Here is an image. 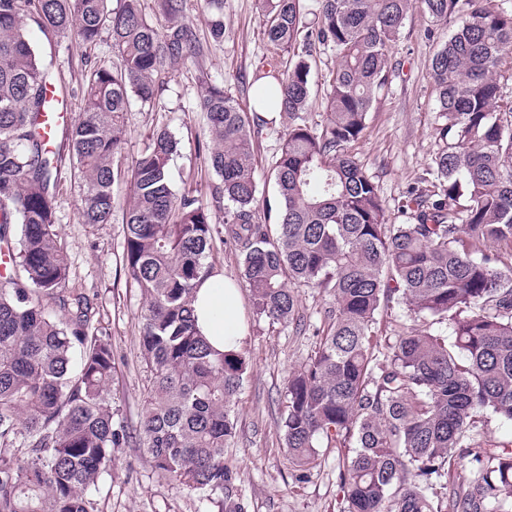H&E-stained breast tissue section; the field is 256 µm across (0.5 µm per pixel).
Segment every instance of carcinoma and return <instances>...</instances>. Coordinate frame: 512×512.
<instances>
[{"label": "carcinoma", "mask_w": 512, "mask_h": 512, "mask_svg": "<svg viewBox=\"0 0 512 512\" xmlns=\"http://www.w3.org/2000/svg\"><path fill=\"white\" fill-rule=\"evenodd\" d=\"M420 2L455 22L434 56L438 152L429 175L439 191L415 195L391 222L380 189L351 148L391 83V49ZM258 0L267 41L292 53L260 91L287 121L272 164L276 229L257 217L255 129L240 103L209 84L201 107L220 177L224 231L241 255L256 314L299 319L294 286L333 296L331 320L310 357L288 377L279 428L290 459L314 468L323 443L351 449L339 461L347 512H512V451L477 456L474 478L455 481L456 461L483 447L488 420L512 421V263L487 248L512 244V126L503 124L495 78L512 52V14L495 0ZM158 28L140 0H0V243L19 272L0 279V512H96L90 491L125 440L109 385L112 342L95 308L68 290L53 197L59 150L41 133L49 79L23 25L73 33L94 45L102 31L122 58L90 69L81 117L70 131L80 184L78 218L107 224L130 97L155 96L167 62L196 53L186 0H162ZM301 51H296V47ZM336 58L324 123H308L312 48ZM166 130L133 160L123 266L146 298L140 351L151 374L139 436L154 468L192 490L221 497L233 480L224 459L231 404L247 371L237 352L217 354L199 336L192 302L214 226L208 205L177 195ZM57 314H46L43 299ZM446 324L451 337L406 332L378 347L382 309ZM415 474L419 482H407ZM439 483L443 492L432 491Z\"/></svg>", "instance_id": "cac0c4a2"}]
</instances>
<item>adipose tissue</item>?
Instances as JSON below:
<instances>
[{"mask_svg":"<svg viewBox=\"0 0 512 512\" xmlns=\"http://www.w3.org/2000/svg\"><path fill=\"white\" fill-rule=\"evenodd\" d=\"M194 309L199 332L216 351L238 350L246 332L242 299L223 273L215 271L199 279Z\"/></svg>","mask_w":512,"mask_h":512,"instance_id":"1","label":"adipose tissue"}]
</instances>
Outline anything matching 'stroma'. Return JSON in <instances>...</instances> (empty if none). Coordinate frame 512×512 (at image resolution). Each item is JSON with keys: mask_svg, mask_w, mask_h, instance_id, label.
Masks as SVG:
<instances>
[{"mask_svg": "<svg viewBox=\"0 0 512 512\" xmlns=\"http://www.w3.org/2000/svg\"><path fill=\"white\" fill-rule=\"evenodd\" d=\"M216 12L206 0H187L184 21L198 41L199 54L165 66L153 103L135 96L130 99L122 149L124 171L112 185L111 223L79 222L80 188L73 159L64 136L56 138L61 145V185L53 204L70 266L69 285L93 300L96 325L112 341V405L127 434L123 446L113 450L112 466L91 496L97 512H342L338 462L345 449L325 448L318 465L304 474L289 462L277 427L288 377L314 351L319 331L328 325L333 298L315 288H297L301 315L297 324H270L255 313L249 292L241 294L247 332L240 351L249 369L233 399L236 434L224 450L234 472L228 498L211 499L177 486L154 469L140 445L139 423L148 384L139 354L145 302L122 261L123 219L131 199L127 169L157 131L167 130L179 143L168 167L174 192L202 199L211 209L214 224H222L224 206L216 201L221 181L210 165L212 143L201 101L209 81L217 79L243 107L252 108L258 67L284 57L263 34L257 0H224L220 11L224 36L218 40L210 32ZM25 28L52 83L64 88L70 118H77L86 71L100 64L115 70L121 66L110 33L102 32L97 44L87 46L71 33L43 34L30 21ZM451 31V25L432 21L421 7H413L392 49L396 70L389 88L374 103L364 134L353 148L396 221L409 193L423 188L438 150L430 69ZM284 132L282 123L263 125L255 145L254 177L261 210L275 197L271 166Z\"/></svg>", "mask_w": 512, "mask_h": 512, "instance_id": "stroma-1", "label": "stroma"}]
</instances>
